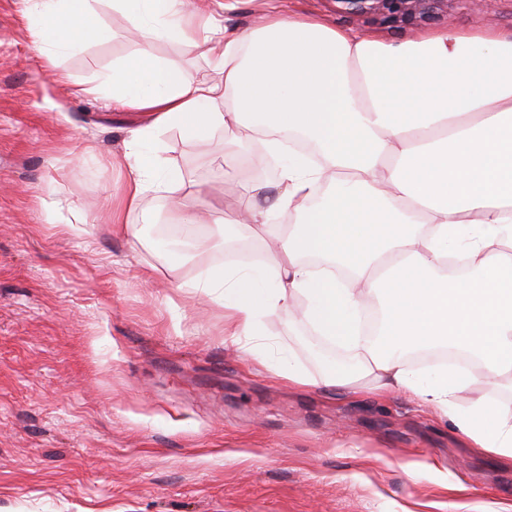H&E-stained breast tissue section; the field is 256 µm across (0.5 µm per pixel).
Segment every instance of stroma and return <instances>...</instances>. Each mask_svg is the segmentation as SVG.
Instances as JSON below:
<instances>
[{"instance_id": "obj_1", "label": "stroma", "mask_w": 512, "mask_h": 512, "mask_svg": "<svg viewBox=\"0 0 512 512\" xmlns=\"http://www.w3.org/2000/svg\"><path fill=\"white\" fill-rule=\"evenodd\" d=\"M22 0H0V512H512V466L469 447L451 423L402 393L353 395L321 385L328 361L356 352L307 326L269 317L255 359L224 342V305L198 288L204 274L267 263L264 225L228 238L244 184L274 192L281 158L224 135L162 130L150 148L181 177L210 223L181 237L164 194L147 193L110 221L131 132L150 114L113 109L95 75L134 54L127 17L96 8L110 39L47 69ZM278 8L386 43L453 31L512 35V0L459 4L430 23L353 20L336 0H239L218 24L241 29ZM157 57L200 80L211 63L187 43ZM209 239L203 249L193 236ZM154 267L152 279L138 276ZM314 383L288 381L287 367ZM436 468L440 480L407 468Z\"/></svg>"}]
</instances>
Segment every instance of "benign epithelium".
<instances>
[{
    "label": "benign epithelium",
    "instance_id": "7a95c632",
    "mask_svg": "<svg viewBox=\"0 0 512 512\" xmlns=\"http://www.w3.org/2000/svg\"><path fill=\"white\" fill-rule=\"evenodd\" d=\"M354 18H373L391 26L429 20L450 0H336Z\"/></svg>",
    "mask_w": 512,
    "mask_h": 512
}]
</instances>
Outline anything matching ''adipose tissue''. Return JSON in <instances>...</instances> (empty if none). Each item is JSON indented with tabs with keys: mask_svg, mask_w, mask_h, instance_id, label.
I'll return each instance as SVG.
<instances>
[{
	"mask_svg": "<svg viewBox=\"0 0 512 512\" xmlns=\"http://www.w3.org/2000/svg\"><path fill=\"white\" fill-rule=\"evenodd\" d=\"M29 31L49 70L107 31L93 0H25ZM231 0H112L139 40L137 53L98 77L117 109L152 113L133 131L129 175L113 223L148 191L171 197L178 221L199 216L182 183L140 151L164 128L190 137L220 130L228 146L260 135L285 152L278 193L261 205L245 191L228 224L239 238L268 225L283 258L252 270L224 267L202 288L228 310L224 339L261 356L263 318L306 325L356 350L358 371L329 364L325 385L402 392L451 422L472 447L512 463V407L486 397L459 406L473 379L446 367L416 375L402 356L454 347L479 362L486 387L512 382V36L442 32L380 42L286 12L229 33L193 17ZM189 42L217 78L203 81L160 60L157 42ZM302 134L323 158L286 152ZM329 193L314 200L318 185ZM290 213L289 227L271 216ZM379 303L376 336L361 315Z\"/></svg>",
	"mask_w": 512,
	"mask_h": 512,
	"instance_id": "adipose-tissue-1",
	"label": "adipose tissue"
}]
</instances>
